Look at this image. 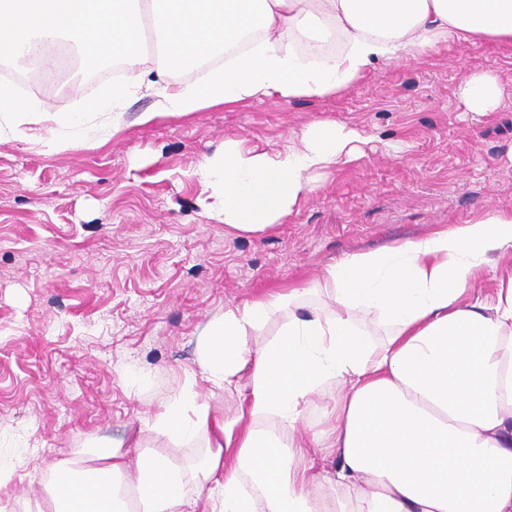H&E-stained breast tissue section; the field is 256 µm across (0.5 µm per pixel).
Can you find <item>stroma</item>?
Wrapping results in <instances>:
<instances>
[{"label": "stroma", "mask_w": 512, "mask_h": 512, "mask_svg": "<svg viewBox=\"0 0 512 512\" xmlns=\"http://www.w3.org/2000/svg\"><path fill=\"white\" fill-rule=\"evenodd\" d=\"M0 83L60 112L79 91ZM473 71L499 76L497 112L465 111ZM153 97L133 95L125 128L98 147L0 143V464L50 473L87 440H126L186 380L211 318L226 305L318 280L344 253H369L512 210V45L451 41L379 68L326 98L205 108L142 125ZM368 136L362 155L271 231L229 232L194 176L225 140L288 145L317 119ZM136 382L122 380L124 372Z\"/></svg>", "instance_id": "1"}]
</instances>
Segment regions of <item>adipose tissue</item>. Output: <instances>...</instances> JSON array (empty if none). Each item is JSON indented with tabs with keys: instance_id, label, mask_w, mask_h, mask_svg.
Wrapping results in <instances>:
<instances>
[{
	"instance_id": "1",
	"label": "adipose tissue",
	"mask_w": 512,
	"mask_h": 512,
	"mask_svg": "<svg viewBox=\"0 0 512 512\" xmlns=\"http://www.w3.org/2000/svg\"><path fill=\"white\" fill-rule=\"evenodd\" d=\"M512 43V0H0V61L34 44L74 45L85 68L115 58L124 82L80 112H56L0 84V141L46 116L48 148L119 132L132 92L140 123L203 108L333 96L379 65L448 40ZM206 81L185 72L221 56ZM490 72L458 89L466 111H497ZM365 135L331 119L283 149L225 141L197 180L213 219L269 231L351 162ZM512 211L378 253L346 254L320 282L226 308L198 345L192 382L140 433L166 450L91 441L47 480L36 512H512ZM233 401V415L211 402ZM332 395L315 423V398ZM200 452L179 460L183 447Z\"/></svg>"
}]
</instances>
